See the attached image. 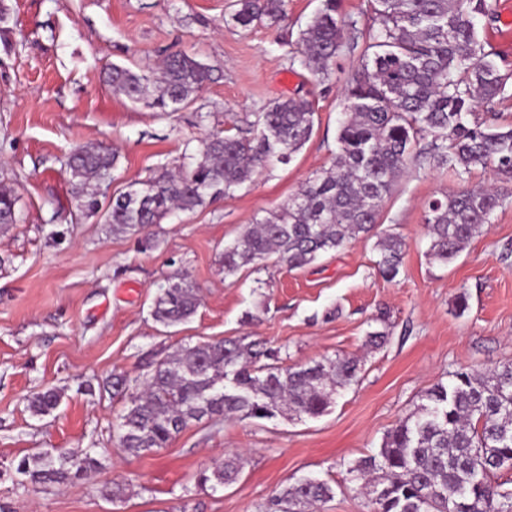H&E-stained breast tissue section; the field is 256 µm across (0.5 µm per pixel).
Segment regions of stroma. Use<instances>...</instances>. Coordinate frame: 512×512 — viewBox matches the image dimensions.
<instances>
[{
  "instance_id": "35a3bbf8",
  "label": "stroma",
  "mask_w": 512,
  "mask_h": 512,
  "mask_svg": "<svg viewBox=\"0 0 512 512\" xmlns=\"http://www.w3.org/2000/svg\"><path fill=\"white\" fill-rule=\"evenodd\" d=\"M5 2L0 185L14 189L19 221L0 229V467L47 449L87 448L101 467L37 491L1 477L0 512H264L302 477L333 487L320 512H370L349 466L376 454L386 432L452 372L512 360V203L452 264L426 254V202L498 185L494 168L457 177L407 166L379 220L380 230L395 229L408 243L394 280L378 275L371 237L303 269L271 261L225 274V247L332 164L344 84L359 70L360 53L342 51L335 77L318 85L289 68L281 46L297 40L320 0H288L285 20L248 29L231 22L232 0ZM493 4L497 19L480 22V37L485 53L512 72V26L504 22L512 0ZM176 50L210 69L197 99L178 111L130 102L105 81L112 64L138 70ZM293 96L313 104L311 137L289 163L257 172L233 196L138 235L113 233L75 208L65 162L77 146L118 150L111 185L118 192L182 165L187 142L208 130L244 132L269 101ZM176 273L198 286L201 303L188 322L166 329L151 306ZM383 327L388 342L366 347L368 332ZM239 336L263 341L282 367L358 357L359 381L315 419H205L166 448L124 456L113 425L126 402L107 387L113 375L140 380L180 345ZM46 389L59 394L57 408L32 415L28 397ZM227 456L238 459L236 481L201 483L200 472ZM116 484L118 502L108 494Z\"/></svg>"
}]
</instances>
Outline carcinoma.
Instances as JSON below:
<instances>
[{
  "mask_svg": "<svg viewBox=\"0 0 512 512\" xmlns=\"http://www.w3.org/2000/svg\"><path fill=\"white\" fill-rule=\"evenodd\" d=\"M287 0H234L231 20L244 28L277 22ZM374 26L361 51V69L345 84L343 118L329 169L308 180L288 204L249 225L224 249V271L233 273L274 256L290 269L304 268L330 250L367 238L386 198L407 164L420 158L458 175L495 168L512 182V127L492 126L475 109L506 90L512 74L484 53L475 24L495 17L492 0H370ZM356 22L339 0L321 5L288 51L290 66L306 69L323 83ZM210 79L208 67L183 52L169 54L150 71L111 65L113 93L162 112L193 102ZM314 109L301 97L265 105L248 136L228 130L207 133V145L187 165L164 170L112 195L101 209L102 187L111 183L119 155L101 144L82 145L66 163L71 193L88 216L101 215L112 232L141 231L175 210L190 212L233 195L254 173L274 162L286 164L312 134ZM509 198L479 186L430 199L425 223L434 260L453 262L466 244L491 223ZM17 197L0 187V226L18 222ZM379 274H398L407 243L385 231L378 242ZM200 303L199 288L181 275L156 296L151 316L171 327L188 321ZM273 352L246 336L186 344L153 363L130 390L124 377L112 383L129 401L116 424L119 448L141 456L170 441L192 423L214 416L272 419L315 418L339 390L358 382L360 360L326 358L313 365L259 366ZM51 390L30 404L46 415L59 404ZM423 403L383 437L379 451L348 469L360 484L380 487L373 512H512V490L493 481L512 467V361L491 370H457L438 383ZM94 449L82 455L46 451L19 461L15 471L37 489L65 485L98 466ZM238 474L228 458L204 470L200 480L222 486ZM333 497L319 479L285 485L266 512H308Z\"/></svg>",
  "mask_w": 512,
  "mask_h": 512,
  "instance_id": "carcinoma-1",
  "label": "carcinoma"
}]
</instances>
